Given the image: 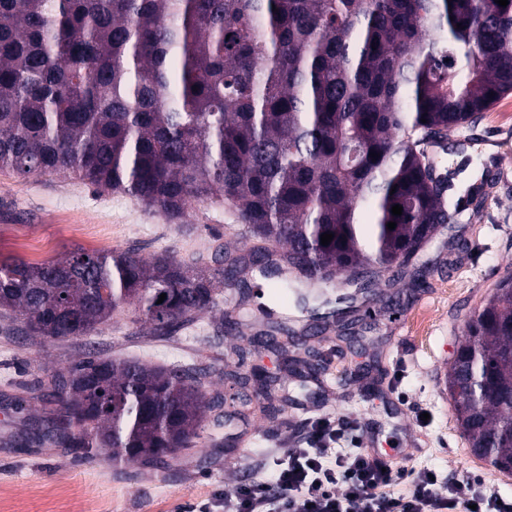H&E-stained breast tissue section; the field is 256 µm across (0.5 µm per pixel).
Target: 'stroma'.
Listing matches in <instances>:
<instances>
[{
    "label": "stroma",
    "mask_w": 512,
    "mask_h": 512,
    "mask_svg": "<svg viewBox=\"0 0 512 512\" xmlns=\"http://www.w3.org/2000/svg\"><path fill=\"white\" fill-rule=\"evenodd\" d=\"M448 151L455 160L469 159L472 179L488 184L480 218L460 214L398 273L373 278L367 296L375 305L355 334L332 328L310 337L297 355L318 352L317 378L283 371L273 354L249 346L264 323L239 318L236 305L245 302L252 312L264 304L255 270L244 275L246 290L225 291L220 308L197 314L168 337L131 323L126 310L97 333L64 341L29 336L0 314V512H185L192 503L224 512L225 491L240 483L229 461L243 459L272 477L274 454L305 447L311 422L323 416L346 421L340 451L369 437L393 469L475 480L486 494L512 496V475L471 454L444 389L466 321L512 273V94ZM257 244L217 204L170 219L134 197L95 191L72 176L0 171V260L57 261L81 248L132 250L147 259L171 254L189 263L212 260L220 247L246 253ZM229 317L235 327H226ZM89 351L181 366L209 396L228 392L230 374L255 368L270 372L273 385L270 394L254 397L246 419L207 426L208 434L232 442L218 454L196 446L163 465L120 466L105 454L86 460L66 448L24 445V421L42 414L50 374ZM20 399L27 413L17 412Z\"/></svg>",
    "instance_id": "1"
}]
</instances>
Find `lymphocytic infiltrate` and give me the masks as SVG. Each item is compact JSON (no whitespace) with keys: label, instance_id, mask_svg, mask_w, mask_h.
Listing matches in <instances>:
<instances>
[{"label":"lymphocytic infiltrate","instance_id":"obj_1","mask_svg":"<svg viewBox=\"0 0 512 512\" xmlns=\"http://www.w3.org/2000/svg\"><path fill=\"white\" fill-rule=\"evenodd\" d=\"M340 435L333 422L316 423L310 447L290 450L275 480L240 484L225 496L224 512H512V497L499 500L426 472L414 478L408 494H390L402 472L385 469L366 448L334 455L331 445Z\"/></svg>","mask_w":512,"mask_h":512}]
</instances>
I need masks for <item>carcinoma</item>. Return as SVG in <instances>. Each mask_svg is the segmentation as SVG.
<instances>
[{
	"instance_id": "carcinoma-1",
	"label": "carcinoma",
	"mask_w": 512,
	"mask_h": 512,
	"mask_svg": "<svg viewBox=\"0 0 512 512\" xmlns=\"http://www.w3.org/2000/svg\"><path fill=\"white\" fill-rule=\"evenodd\" d=\"M510 93L512 0H0V171L73 175L170 219L222 204L274 247L214 266L130 250L0 261V308L46 339L125 307L171 336L250 264L303 311L349 312L354 274L396 268L450 220L456 171L434 180L426 147ZM339 274L356 290L335 299ZM279 330L253 344L284 358L306 345ZM464 336L445 389L471 453L511 475V272ZM46 404L25 443L163 464L204 439L225 397L172 367L87 353L50 375Z\"/></svg>"
}]
</instances>
